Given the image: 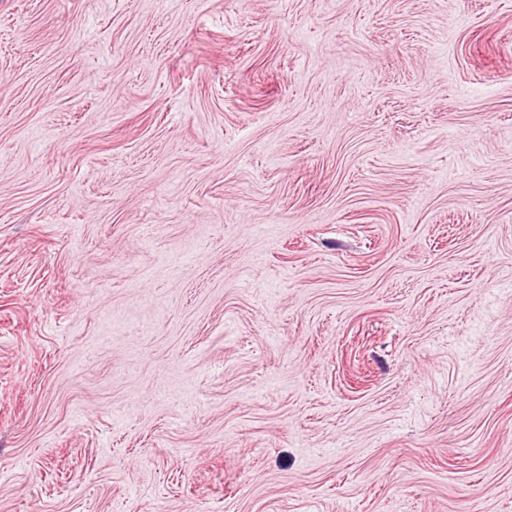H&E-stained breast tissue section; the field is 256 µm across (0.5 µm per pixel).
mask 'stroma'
<instances>
[{"label": "stroma", "mask_w": 512, "mask_h": 512, "mask_svg": "<svg viewBox=\"0 0 512 512\" xmlns=\"http://www.w3.org/2000/svg\"><path fill=\"white\" fill-rule=\"evenodd\" d=\"M0 512H512V0H0Z\"/></svg>", "instance_id": "stroma-1"}]
</instances>
